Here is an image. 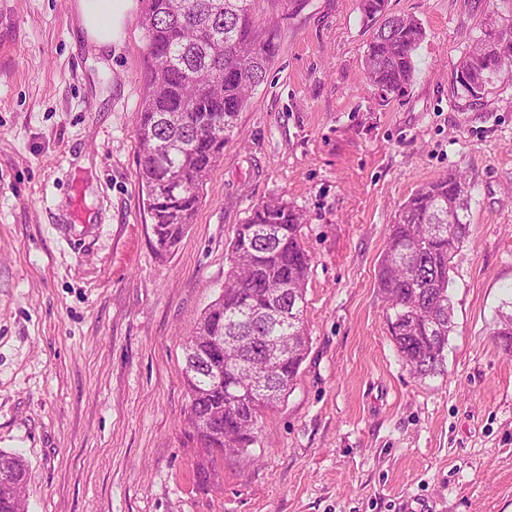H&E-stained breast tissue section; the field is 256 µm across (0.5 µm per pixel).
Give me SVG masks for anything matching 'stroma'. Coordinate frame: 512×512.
Wrapping results in <instances>:
<instances>
[{"label": "stroma", "mask_w": 512, "mask_h": 512, "mask_svg": "<svg viewBox=\"0 0 512 512\" xmlns=\"http://www.w3.org/2000/svg\"><path fill=\"white\" fill-rule=\"evenodd\" d=\"M362 0H255L279 52L159 256L139 180L142 4L96 48L78 0H0V449L30 467L28 512H512V81L479 99L457 66L512 0H388L425 39L402 95L364 77ZM459 170L445 370L414 377L375 274L399 203ZM280 198L312 256L309 348L255 443L199 485L184 344L222 292L237 224Z\"/></svg>", "instance_id": "1"}]
</instances>
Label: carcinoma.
I'll use <instances>...</instances> for the list:
<instances>
[{
    "label": "carcinoma",
    "mask_w": 512,
    "mask_h": 512,
    "mask_svg": "<svg viewBox=\"0 0 512 512\" xmlns=\"http://www.w3.org/2000/svg\"><path fill=\"white\" fill-rule=\"evenodd\" d=\"M254 2L142 0L147 66L136 126L139 178L160 253L174 249L192 224L238 113L278 53L276 31L255 24ZM362 10L380 21L365 53L366 77L383 94L399 95L412 80L425 31L414 18L386 14V0H362ZM495 35L485 31L481 45L459 63L468 78L456 85L458 95L476 99L490 79L512 80V59L502 60L489 46ZM472 190L459 171L419 185L398 205L378 263L376 285L394 311L391 336L420 378L444 370L455 329L450 270L470 236ZM301 224L302 215L287 202L251 208L229 244L223 293L185 345L190 423L223 416L228 452L240 453L255 442L258 417L286 397L307 354L303 313L311 256ZM499 323L495 340L511 355L512 312L501 313ZM279 339L288 357L258 390H250L247 376L234 370L224 369L218 380L207 370L209 361L227 363L230 350L262 365V342ZM189 438L201 442L196 474L207 486L215 474L209 459L213 436ZM0 468L13 474L11 485L0 486V512H27L28 464L0 450Z\"/></svg>",
    "instance_id": "1"
}]
</instances>
